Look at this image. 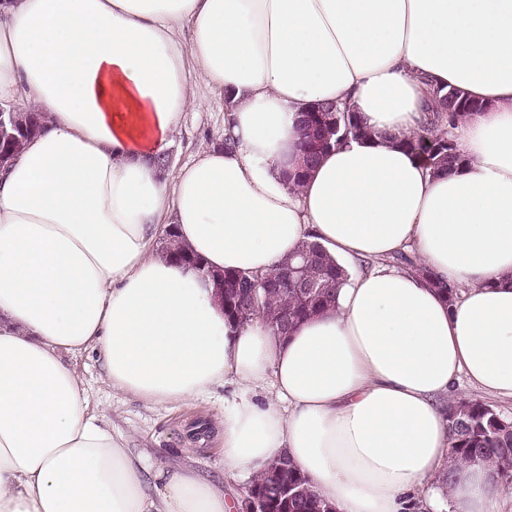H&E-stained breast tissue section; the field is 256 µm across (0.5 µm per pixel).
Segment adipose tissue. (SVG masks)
<instances>
[{
	"mask_svg": "<svg viewBox=\"0 0 512 512\" xmlns=\"http://www.w3.org/2000/svg\"><path fill=\"white\" fill-rule=\"evenodd\" d=\"M193 72L236 146L158 169L205 104ZM448 86L489 104L455 128L452 175L397 144ZM325 101L373 137L292 190L298 117ZM9 102L46 123L0 169V512H238L192 470L155 481L87 414L65 361L83 352L149 402L239 386L217 426L229 476L285 456L336 512H499L484 467L435 477L459 378L512 400V0H0ZM164 224L217 271L265 274L314 240L348 280L288 336L235 324L153 250Z\"/></svg>",
	"mask_w": 512,
	"mask_h": 512,
	"instance_id": "ef3b65f1",
	"label": "adipose tissue"
}]
</instances>
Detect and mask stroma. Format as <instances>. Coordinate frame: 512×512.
<instances>
[{
  "label": "stroma",
  "mask_w": 512,
  "mask_h": 512,
  "mask_svg": "<svg viewBox=\"0 0 512 512\" xmlns=\"http://www.w3.org/2000/svg\"><path fill=\"white\" fill-rule=\"evenodd\" d=\"M224 130V103L184 112L168 147L172 167H180L217 141ZM88 395L87 411L103 419L114 438L150 456L157 469L186 461L201 475L224 477V453L216 437L218 412L238 395L235 386H216L209 394L178 404H154L112 387L92 355L69 357Z\"/></svg>",
  "instance_id": "35a3bbf8"
}]
</instances>
